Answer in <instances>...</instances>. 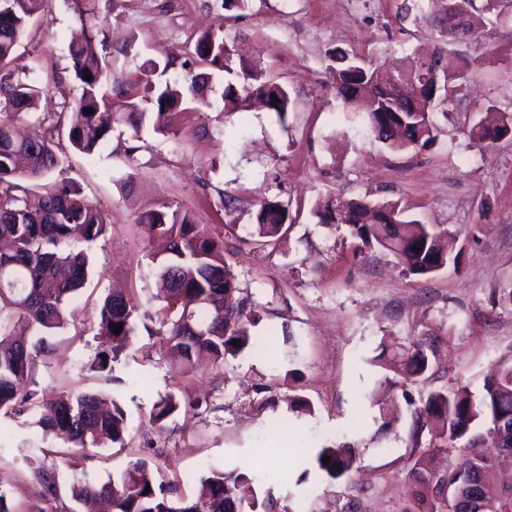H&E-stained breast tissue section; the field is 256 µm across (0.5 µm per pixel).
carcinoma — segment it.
Segmentation results:
<instances>
[{
	"label": "carcinoma",
	"instance_id": "1",
	"mask_svg": "<svg viewBox=\"0 0 512 512\" xmlns=\"http://www.w3.org/2000/svg\"><path fill=\"white\" fill-rule=\"evenodd\" d=\"M71 3L84 31L69 45L80 95L69 123H62L64 113L57 115L58 132L65 134L75 151L94 157L114 125L124 123L139 131L148 116L147 102L164 119L155 130L177 135L182 105L205 102L210 75L198 73L158 85L148 81L144 100H134L125 90V101L115 104L112 93L105 90L110 62L102 53L100 31L87 24L94 0ZM48 6L49 0H0V242L8 243L0 249V413L26 411L36 437L61 438L69 447L86 451L124 443L126 414L121 405L95 392L61 391L40 397L27 388L35 361L49 356L51 339L69 324L70 304L89 276V251L108 229L106 215L87 200L78 183L63 178L38 184L60 166L54 141L41 133L21 137L15 131L14 120L34 113L40 91L29 79L15 76L9 63L28 28ZM460 13L471 38H479L473 0H461ZM195 55L207 67L231 75L221 93L224 111H235L243 97L256 94L269 111L285 120L288 89L259 64L234 61L233 46L223 36L201 37ZM335 60L337 94L345 104L367 112L376 138L396 153L424 149L437 141L440 130L434 109L451 101L458 91L454 82L464 79V73L452 70L441 48L429 57L411 58L400 76L387 80L381 79V66L359 52L338 51ZM424 80L436 81L442 89L434 100L415 104V85ZM88 108L94 113H86ZM470 135L487 145L499 140L498 131L479 122L472 125ZM314 215L320 224L346 225L364 247L396 256L411 275L430 276L458 262V256L439 246L451 231L423 223L396 203L327 199ZM287 220V206L278 201L259 203L245 243L267 246L281 239L288 230ZM139 222L148 235L167 241L166 257L156 260L165 284L164 304L151 315L143 314L133 297L109 294L99 311L100 333L122 349L137 317L155 318L165 328L163 344L184 373L202 356L221 364L244 351L268 353L269 341L250 333L255 314L248 308V297L233 298L239 288L224 239L167 202L142 213ZM117 324L123 326L118 334L112 331ZM383 361L387 371L405 382L417 380L429 366L421 342L397 347ZM195 406L192 398L181 400L169 392L154 404L149 419L161 426L181 408ZM412 419L414 442L433 420L440 430L439 444L415 459L402 512H445L450 496L463 504L460 512H476L469 507L472 485L491 480L498 485L493 512H512V471L498 467L496 426L503 421L504 440L512 439V364L487 377L475 397L453 389L429 392ZM326 456L331 458L327 465ZM315 461L325 477L336 481L350 474L354 456L352 448L339 444L320 448ZM60 476L55 467L37 471L45 496H55ZM260 481L251 472L212 470L201 479L205 492L194 500L178 494L174 485L157 478L148 462L138 458L106 482L84 483L78 496L104 499L112 512H259L269 503L260 498Z\"/></svg>",
	"mask_w": 512,
	"mask_h": 512
}]
</instances>
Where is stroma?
<instances>
[{
    "instance_id": "1",
    "label": "stroma",
    "mask_w": 512,
    "mask_h": 512,
    "mask_svg": "<svg viewBox=\"0 0 512 512\" xmlns=\"http://www.w3.org/2000/svg\"><path fill=\"white\" fill-rule=\"evenodd\" d=\"M443 0H248L228 17L222 0H96L94 21L112 62V84L143 67L159 84L199 72L197 40L207 32L236 41L245 56L287 86L285 119L254 100L234 112L192 104L177 137L145 123L117 124L89 158L60 142L58 177L77 181L103 211L109 230L91 252L92 273L74 301L75 318L38 358L28 387L40 393L94 391L126 413L123 445L81 452L36 441L28 415L0 414V491L11 512H86L73 483H101L130 460L147 459L179 493L196 495L210 470L250 469L265 478L272 512H400L407 474L420 454L412 413L432 389L479 392L485 376L512 362V136L482 147L469 132L479 118L512 114V7L485 14L478 40L448 43L465 70L437 143L403 153L375 139L366 113L336 95L334 50L400 62L439 40L424 17ZM68 0H52L15 52L41 90L38 112L73 111L79 95L68 56L75 29ZM325 198L400 204L456 237L458 266L431 277L406 274L389 254L355 250L345 227L311 214ZM288 204L293 224L278 245L244 239L259 202ZM167 201L223 237L233 271L260 320L252 335L272 336L267 355L201 361L179 373L160 325L136 319L128 346L106 371L96 334L98 310L114 290L159 306L158 270L140 215ZM420 341L435 353L424 380L388 381L379 355ZM169 392L199 399L198 409L165 426L149 421ZM307 400L311 411L292 405ZM394 416L382 423V408ZM351 446L349 477L328 480L313 463L324 445ZM59 467L44 497L38 467Z\"/></svg>"
}]
</instances>
